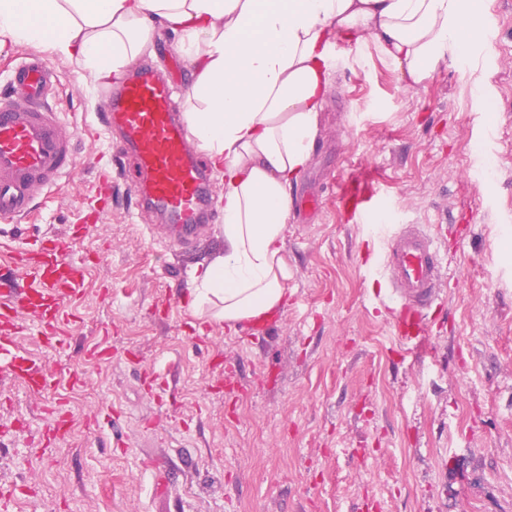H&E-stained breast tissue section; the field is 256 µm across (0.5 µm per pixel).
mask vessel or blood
I'll use <instances>...</instances> for the list:
<instances>
[{
  "mask_svg": "<svg viewBox=\"0 0 512 512\" xmlns=\"http://www.w3.org/2000/svg\"><path fill=\"white\" fill-rule=\"evenodd\" d=\"M58 81V74L31 54L11 74L9 94L0 97L1 219L25 216L38 195L73 166L75 132L48 105ZM172 96V82L143 66L105 93L101 120L118 134L117 151L133 174L138 208L163 218L151 225L153 236L192 251L207 236L214 188ZM338 197L346 210L372 211L373 195L361 188L340 184ZM446 269L438 239L425 225H396L385 241L380 265L385 308L412 360L431 354L432 313L444 302ZM17 271L21 287L0 289V356L10 355L11 378L38 393L54 386L55 376L37 359L16 352V336L31 314L46 344L56 346L64 305L80 295L86 272L66 256L56 236L21 250Z\"/></svg>",
  "mask_w": 512,
  "mask_h": 512,
  "instance_id": "obj_1",
  "label": "vessel or blood"
}]
</instances>
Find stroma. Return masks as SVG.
Instances as JSON below:
<instances>
[{
    "label": "stroma",
    "mask_w": 512,
    "mask_h": 512,
    "mask_svg": "<svg viewBox=\"0 0 512 512\" xmlns=\"http://www.w3.org/2000/svg\"><path fill=\"white\" fill-rule=\"evenodd\" d=\"M486 19L492 47L446 54L416 85L370 40L340 41L311 163L288 190V300L251 345L190 310L96 127L101 84L45 46L0 42V93L5 69L39 53L61 76L50 107L78 129L71 171L0 231L24 246L77 226L70 255L87 265L59 347L17 343L57 386L34 395L0 376L13 512H512V0H489ZM101 170L112 206L83 229ZM368 174L386 223L431 225L447 256L423 362L376 299L378 238L338 202V181ZM57 400L71 427L48 454L37 435Z\"/></svg>",
    "instance_id": "obj_1"
}]
</instances>
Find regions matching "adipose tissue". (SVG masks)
Here are the masks:
<instances>
[{"label":"adipose tissue","mask_w":512,"mask_h":512,"mask_svg":"<svg viewBox=\"0 0 512 512\" xmlns=\"http://www.w3.org/2000/svg\"><path fill=\"white\" fill-rule=\"evenodd\" d=\"M486 0H0V37L39 43L106 82L146 50L154 21L197 64L185 121L224 179V251L189 307L236 326L281 308L288 189L311 159L334 37L372 40L408 82L482 42Z\"/></svg>","instance_id":"1"}]
</instances>
